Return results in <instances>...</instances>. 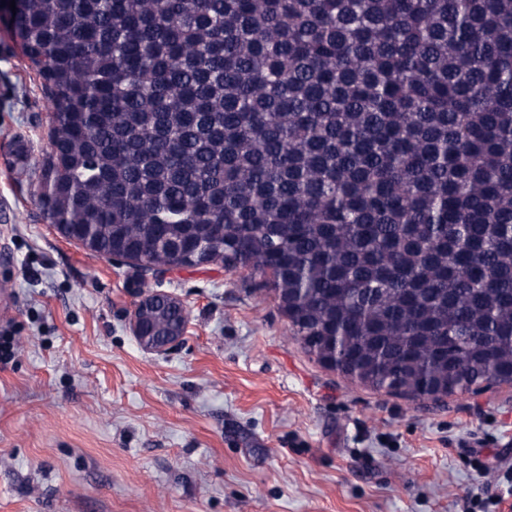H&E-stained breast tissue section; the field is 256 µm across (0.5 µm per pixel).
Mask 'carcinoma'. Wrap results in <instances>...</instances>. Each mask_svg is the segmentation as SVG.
<instances>
[{
	"label": "carcinoma",
	"mask_w": 512,
	"mask_h": 512,
	"mask_svg": "<svg viewBox=\"0 0 512 512\" xmlns=\"http://www.w3.org/2000/svg\"><path fill=\"white\" fill-rule=\"evenodd\" d=\"M10 35L65 237L266 276L375 390L512 385V0H18Z\"/></svg>",
	"instance_id": "obj_1"
}]
</instances>
